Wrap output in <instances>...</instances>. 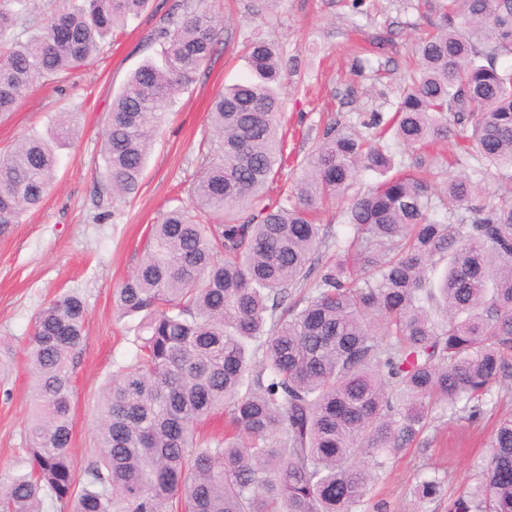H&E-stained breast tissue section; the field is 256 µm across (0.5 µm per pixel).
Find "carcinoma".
Here are the masks:
<instances>
[{"label": "carcinoma", "instance_id": "carcinoma-1", "mask_svg": "<svg viewBox=\"0 0 512 512\" xmlns=\"http://www.w3.org/2000/svg\"><path fill=\"white\" fill-rule=\"evenodd\" d=\"M440 23L416 44L418 72L393 114L336 119L290 189L260 205L281 171L282 71L274 42L243 44L254 78L218 94L191 203L149 227L143 258L115 293L138 316L129 363L105 383L98 451L77 483L71 456L73 355L85 303L64 294L35 319L28 355L27 465L0 479V512H354L376 471L429 428L437 405L467 420L512 378V0H425ZM149 0H62L26 40L6 35L28 0H0V113L39 79L104 51ZM210 0H173L144 61L112 101L103 133L112 198L144 175L154 132L213 53ZM413 149L405 171L383 136ZM78 127L0 152V227L52 186L57 149ZM453 138L457 172L426 148ZM380 180L359 187V174ZM346 202L351 235L318 223ZM445 263L439 280L434 268ZM224 412V437L203 424ZM433 476L422 500L442 493ZM448 512H512V416L498 423L478 483Z\"/></svg>", "mask_w": 512, "mask_h": 512}]
</instances>
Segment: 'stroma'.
<instances>
[{
  "mask_svg": "<svg viewBox=\"0 0 512 512\" xmlns=\"http://www.w3.org/2000/svg\"><path fill=\"white\" fill-rule=\"evenodd\" d=\"M171 2L152 0L110 48L78 70L34 85L14 111L0 114L2 151L23 137L47 135L60 112L74 113L80 126L78 139L60 150L56 181L40 206L0 231V336L12 345L0 372V478L23 462L32 410L25 359L34 320L66 292L79 294L86 306L71 399L76 472L94 455L100 389L127 361L128 329L136 324L120 316L114 293L137 268L149 225L188 201V183L201 171L198 144L213 135L210 102L225 86L251 79L242 41L259 36L280 49L289 166L266 193L273 200L329 119L355 126L375 110L391 115L415 68L414 47L438 21L418 0H367L361 14L353 12L352 0H275L259 15L254 0H217L213 55L159 126L138 194L116 203L104 176L105 118L128 75L155 56L150 41ZM509 413L508 379L493 385L476 421H457L446 408H434L421 441L389 461L356 512H373L379 501L389 512H448L449 494L476 485L494 426ZM433 469L445 474L443 493L418 500V477Z\"/></svg>",
  "mask_w": 512,
  "mask_h": 512,
  "instance_id": "35a3bbf8",
  "label": "stroma"
}]
</instances>
